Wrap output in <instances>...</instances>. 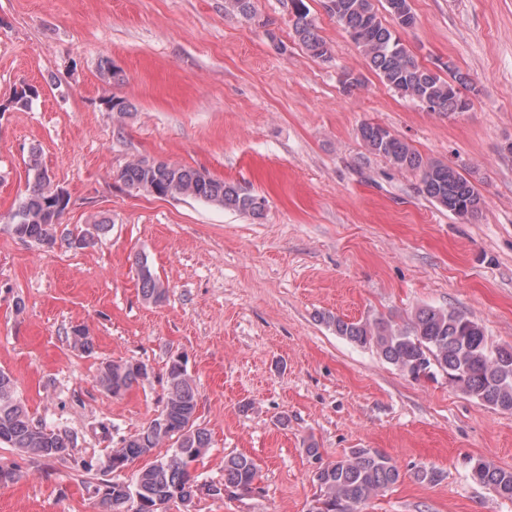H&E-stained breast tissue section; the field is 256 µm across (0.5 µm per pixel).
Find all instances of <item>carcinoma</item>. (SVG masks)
I'll return each instance as SVG.
<instances>
[{
	"label": "carcinoma",
	"mask_w": 512,
	"mask_h": 512,
	"mask_svg": "<svg viewBox=\"0 0 512 512\" xmlns=\"http://www.w3.org/2000/svg\"><path fill=\"white\" fill-rule=\"evenodd\" d=\"M292 27L301 44L314 57L327 54L326 43L309 18L304 0H288ZM225 8L239 16L255 18L253 0H225ZM327 13L363 52L370 68L394 91L417 104L428 102L431 111L453 115L469 108L460 89L470 83L468 74L450 70V79L420 66L396 34L408 21H416L410 0H385V10L394 22L383 23L374 0H326ZM40 91L27 85L14 92L0 112L29 110ZM360 136L368 150L386 158L399 169L419 173V192L457 218L471 220L481 211L484 199L478 188L458 170L438 161H424L406 141L387 128L367 122ZM24 196L14 207L18 239L29 237L35 244L53 247V232L69 202L53 184L49 171L33 152L26 163ZM119 179L128 187L164 197L193 196L229 210L263 216L264 200L247 188L213 177L204 169H192L164 161L141 159L127 165ZM142 299L158 304L167 289L148 264L136 257ZM322 321L336 335L350 343L376 350L389 364L414 380L448 376L450 385L493 410L512 413V345H492L484 328L465 312L434 306L419 308L405 323L382 317L350 321L333 314ZM147 377V365L140 361L107 363L99 375L100 385L112 395H121ZM167 394L163 409L138 434L123 438L111 459L127 464L154 455L135 481L114 480L98 489L105 512H160L158 504L195 496L197 476L191 472L209 448L206 428L197 423V389L180 360L173 358L167 368ZM21 454L64 460L71 456V441L63 434L46 431L34 423L26 404L18 397L12 377L0 371V445ZM167 444L162 456L157 448ZM258 466L253 458L239 453L224 460L222 486L235 496L257 490ZM474 481L501 498L512 500V469L477 459L470 467ZM400 471L386 454L371 448H355L334 462L318 468L319 489L312 512H360L366 501L396 484Z\"/></svg>",
	"instance_id": "cac0c4a2"
}]
</instances>
